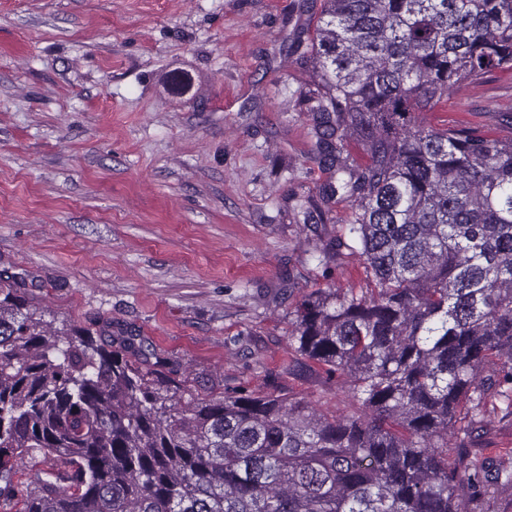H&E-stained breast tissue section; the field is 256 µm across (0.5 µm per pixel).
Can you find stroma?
Returning a JSON list of instances; mask_svg holds the SVG:
<instances>
[{"instance_id": "1", "label": "stroma", "mask_w": 512, "mask_h": 512, "mask_svg": "<svg viewBox=\"0 0 512 512\" xmlns=\"http://www.w3.org/2000/svg\"><path fill=\"white\" fill-rule=\"evenodd\" d=\"M300 3L0 0V270L55 328L116 350L140 336L179 390L277 389L344 412L345 377L288 335L303 294L364 280L345 249L329 275L317 266L348 204L307 216L331 174L299 97L318 80L281 50ZM507 112L512 74L498 73L423 118L505 139ZM472 448L511 460L512 415Z\"/></svg>"}]
</instances>
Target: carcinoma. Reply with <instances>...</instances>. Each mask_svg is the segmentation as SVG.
I'll return each instance as SVG.
<instances>
[{"mask_svg": "<svg viewBox=\"0 0 512 512\" xmlns=\"http://www.w3.org/2000/svg\"><path fill=\"white\" fill-rule=\"evenodd\" d=\"M288 52L320 80L315 159L346 175L308 202L322 221L316 199L348 201L330 249L365 275L304 295L289 335L349 378L354 412L276 391L184 402L133 339L122 353L53 329L2 270L8 512H490L487 489L512 493V462L468 443L498 404L512 414V140L416 116L512 71V0H324Z\"/></svg>", "mask_w": 512, "mask_h": 512, "instance_id": "carcinoma-1", "label": "carcinoma"}]
</instances>
